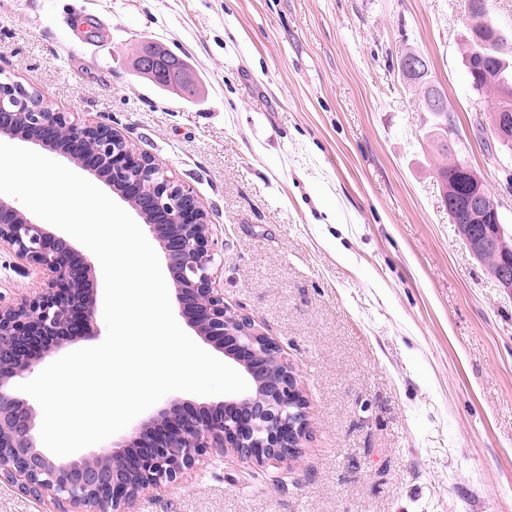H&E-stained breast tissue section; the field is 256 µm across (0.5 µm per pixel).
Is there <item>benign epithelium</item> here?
I'll use <instances>...</instances> for the list:
<instances>
[{
	"label": "benign epithelium",
	"mask_w": 512,
	"mask_h": 512,
	"mask_svg": "<svg viewBox=\"0 0 512 512\" xmlns=\"http://www.w3.org/2000/svg\"><path fill=\"white\" fill-rule=\"evenodd\" d=\"M171 57L152 48L136 67L155 81L170 74ZM22 91L0 85V134L50 147L112 185L158 240L171 274L179 313L197 336L231 358L252 389L222 403H173L143 421L129 440L92 458L61 460L37 446L33 409L12 392V380L32 371L51 350L90 331L96 306L89 264L45 225L0 199V250L34 271L39 286L18 298L0 295V478L27 495L50 496L57 512H127L148 490L175 484L214 452L251 468L287 472L308 437L309 400L277 340L224 303L209 211L193 189L168 174L154 156L136 151L111 125L79 120L45 104L28 112ZM496 131L512 139V113H499ZM450 221L470 254L501 256L495 277L512 294V247L504 241L499 205L486 187L444 194Z\"/></svg>",
	"instance_id": "benign-epithelium-1"
}]
</instances>
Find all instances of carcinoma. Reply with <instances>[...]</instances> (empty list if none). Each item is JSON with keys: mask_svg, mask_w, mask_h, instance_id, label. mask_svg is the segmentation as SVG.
<instances>
[{"mask_svg": "<svg viewBox=\"0 0 512 512\" xmlns=\"http://www.w3.org/2000/svg\"><path fill=\"white\" fill-rule=\"evenodd\" d=\"M470 5L472 26L462 52L465 74L472 89L482 93L490 92L496 99L490 120V133L493 134L496 113L512 110V62L507 61L499 52L502 35L487 19L485 0H470ZM408 80L413 87L420 89L424 108L435 118L433 142L438 153L447 157V161L439 165L437 175L439 181L446 182L454 178L457 168L464 164L448 145V126L454 125V116L446 106L437 108L429 104V74L410 76Z\"/></svg>", "mask_w": 512, "mask_h": 512, "instance_id": "1", "label": "carcinoma"}]
</instances>
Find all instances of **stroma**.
I'll use <instances>...</instances> for the list:
<instances>
[{
	"label": "stroma",
	"instance_id": "35a3bbf8",
	"mask_svg": "<svg viewBox=\"0 0 512 512\" xmlns=\"http://www.w3.org/2000/svg\"><path fill=\"white\" fill-rule=\"evenodd\" d=\"M469 0H0V71L99 114L211 209L224 300L284 348L309 439L286 488L216 457L132 512H512V295L448 220L450 139L512 234V152L465 77ZM181 58L193 94L138 73ZM171 59L172 58L166 56L165 53L157 51L156 49L147 48L138 53L136 67L142 74L151 77L155 81H159L165 79L170 74L171 69L168 65V61ZM157 84L163 86L168 85L167 82ZM413 51H408L404 55L400 56L399 58V67L401 66V60L402 57L405 55L410 54H418V55H411L405 59L402 66V73L404 75H416L423 71V64L426 65L427 72L423 76L415 77V76H405L408 80H410V84L414 88L420 89L421 94V100L424 108L427 112H431L433 117L435 118L434 123V133H433V142L435 144L436 150L438 153L442 156H446L447 161L442 162L441 165H439L437 169V175L440 181V192L441 185L443 184V181L448 183L449 179H453L457 173V168L459 165L465 164L463 160H459L457 158V152L453 149V146L448 145V125H451V128L454 125V116L451 115V111L448 108V103L446 101V105L442 108H437V106H441L443 101L445 100L440 92H437V90H434L432 94L430 95L429 101V91L427 90V87L430 86V63L429 60L417 53H411ZM420 55V56H419ZM423 58H422V57ZM425 60V61H424ZM429 102L433 105L430 106ZM436 106V107H434ZM453 150V153H452ZM449 153V156H448Z\"/></svg>",
	"mask_w": 512,
	"mask_h": 512
}]
</instances>
